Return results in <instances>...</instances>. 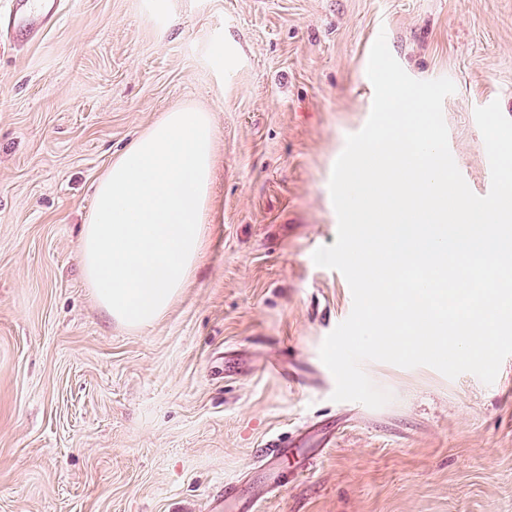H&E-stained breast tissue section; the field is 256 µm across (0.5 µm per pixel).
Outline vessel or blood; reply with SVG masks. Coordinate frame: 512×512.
Returning <instances> with one entry per match:
<instances>
[{
	"label": "vessel or blood",
	"instance_id": "1",
	"mask_svg": "<svg viewBox=\"0 0 512 512\" xmlns=\"http://www.w3.org/2000/svg\"><path fill=\"white\" fill-rule=\"evenodd\" d=\"M63 0H7L0 10V38L13 40L31 38L47 27L57 24L61 18ZM300 455L307 463H314L315 458L309 449L298 448L296 440L272 445L261 456L264 480L271 491L277 492L286 485L289 474L281 465L282 458ZM237 489L235 481L224 483L223 494L211 499L208 512H237Z\"/></svg>",
	"mask_w": 512,
	"mask_h": 512
}]
</instances>
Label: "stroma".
<instances>
[{
  "instance_id": "obj_1",
  "label": "stroma",
  "mask_w": 512,
  "mask_h": 512,
  "mask_svg": "<svg viewBox=\"0 0 512 512\" xmlns=\"http://www.w3.org/2000/svg\"><path fill=\"white\" fill-rule=\"evenodd\" d=\"M381 33L408 75L455 83L450 151L489 192L474 111L512 118V0H66L40 40L0 42V512H207L304 425L331 441L261 512H512V356L489 385L364 363L378 409L332 401L319 356L352 295L312 254ZM185 107L215 129L212 219L168 312L124 328L81 226L118 152Z\"/></svg>"
}]
</instances>
